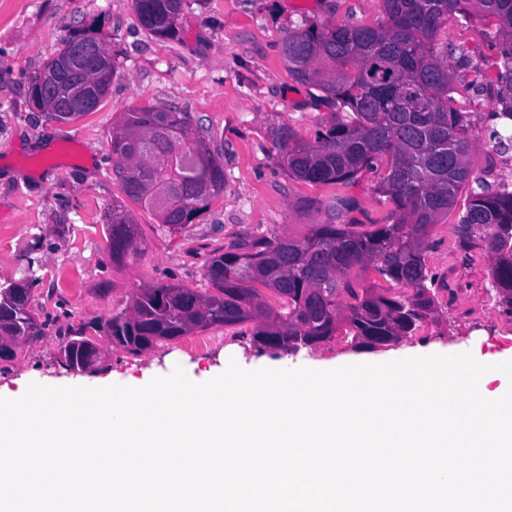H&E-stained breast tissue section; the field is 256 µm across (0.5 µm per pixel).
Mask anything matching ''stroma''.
<instances>
[{
  "mask_svg": "<svg viewBox=\"0 0 512 512\" xmlns=\"http://www.w3.org/2000/svg\"><path fill=\"white\" fill-rule=\"evenodd\" d=\"M332 25H372L385 18L382 0H182L173 37L150 34L138 22L134 0H0V285L30 288V305L48 330L0 360V387L73 385L85 376L63 368L59 339L72 329L99 340L98 319L123 309L143 285L179 283L207 292L205 265L233 242L272 231L299 238L329 216L316 204L353 197L354 224L384 223L388 207L373 192L372 175L352 185H310L290 178L277 163L270 135L290 125L313 138L331 108L294 80L282 56L283 39L301 16ZM93 29L116 69L98 107L77 120L59 121L30 99L33 78L77 30ZM456 101L474 113L483 136L473 153L475 175L512 187V150L494 154L484 133L499 105L495 94ZM159 105L188 113L224 169V189L192 223L169 228L129 201L113 175L108 143L125 112ZM492 173H485L487 155ZM129 210L145 244L137 260L113 263L106 218L113 205ZM456 219L430 235L424 259L441 284L439 305L470 318L483 330L448 335L447 319L426 324L383 350L351 349L340 339L289 354L261 349L230 328H212L159 344L139 355L104 345L92 374L116 378L165 375L181 364L194 374L221 371L229 361L248 368L257 360L276 365H327L370 359L387 361L418 351L483 354L512 350V315L503 305L481 311L491 259L481 248L461 249Z\"/></svg>",
  "mask_w": 512,
  "mask_h": 512,
  "instance_id": "1",
  "label": "stroma"
}]
</instances>
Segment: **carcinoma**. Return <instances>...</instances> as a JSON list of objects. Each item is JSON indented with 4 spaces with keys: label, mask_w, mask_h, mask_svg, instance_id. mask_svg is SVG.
<instances>
[{
    "label": "carcinoma",
    "mask_w": 512,
    "mask_h": 512,
    "mask_svg": "<svg viewBox=\"0 0 512 512\" xmlns=\"http://www.w3.org/2000/svg\"><path fill=\"white\" fill-rule=\"evenodd\" d=\"M386 20L374 24L319 26L306 16L283 41L289 74L318 92L338 112L320 124L314 139L284 124L273 141L288 176L316 184H349L361 173L377 178L376 193L390 205L384 224H315L293 240L274 231L209 259L211 291L176 283L140 288L133 304L96 323L103 335L130 354L192 332L252 323L251 342L290 352L345 336L374 349L413 336L437 320L436 277L424 260L432 227L456 208L468 190L456 232L465 247L479 245L492 257L491 287L512 315V190L491 188L473 176L471 153L479 132L473 115L454 97L452 59L471 69L468 87L496 91L505 105L493 116L510 121L489 139L512 147V0H382ZM180 0H135L139 24L165 37L173 31ZM477 20L485 27L489 56L474 55L465 42H438L448 19ZM74 57L72 81L86 98L104 95L89 80L96 68L116 62L91 30L76 31L59 51ZM425 102L407 108L410 94ZM69 86L48 89L34 79L30 97L54 119L84 116L66 111ZM109 146L122 192L175 228L192 222L224 189V169L185 112L148 105L125 113ZM351 197L326 205L343 218ZM106 228L112 261L137 259L144 242L130 212L112 205ZM373 270L385 285L362 286L350 272ZM281 301L272 308L263 292ZM45 323L29 309L28 289L0 287V336L32 343ZM59 363L78 371L96 354L79 331L60 343Z\"/></svg>",
    "instance_id": "carcinoma-1"
}]
</instances>
